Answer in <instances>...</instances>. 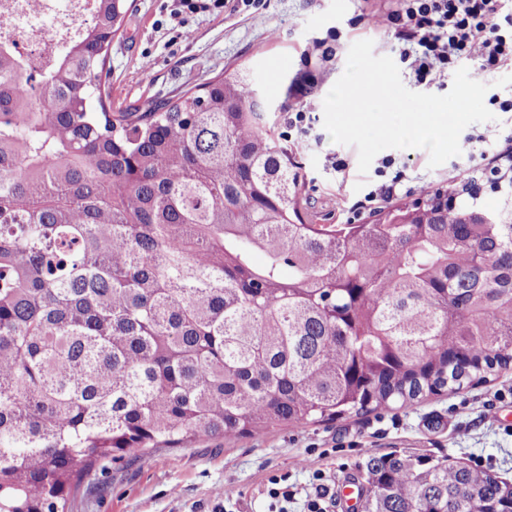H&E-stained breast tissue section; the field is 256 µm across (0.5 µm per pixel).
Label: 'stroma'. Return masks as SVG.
Returning a JSON list of instances; mask_svg holds the SVG:
<instances>
[{"label":"stroma","mask_w":512,"mask_h":512,"mask_svg":"<svg viewBox=\"0 0 512 512\" xmlns=\"http://www.w3.org/2000/svg\"><path fill=\"white\" fill-rule=\"evenodd\" d=\"M128 3L106 63L113 111L176 99L225 68L245 66L268 104L277 140L300 164L302 214L318 224L372 220L360 203L375 174H360L354 146L332 142L322 102L342 75L354 42L372 40L375 55L397 57L396 41L361 18L379 0H253L248 7L229 0L224 8L198 14L182 13L178 0ZM317 43L336 46L335 57L325 63L307 57ZM306 74L307 92L316 100L314 121L309 137H292L287 117ZM332 154L347 161V173L332 168ZM387 158L405 175V192L393 197L397 203L419 199L420 184L452 188L476 170L465 151L433 169L421 148L385 149L373 162ZM392 451L450 455L511 483L512 369L402 409L234 439L201 437L182 448H154L116 464L103 462L72 494L69 512H306L317 470L333 493L329 512H347L342 488L364 484L362 463ZM274 477L286 480L294 499L268 496Z\"/></svg>","instance_id":"stroma-1"}]
</instances>
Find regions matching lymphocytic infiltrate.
<instances>
[{
  "instance_id": "1",
  "label": "lymphocytic infiltrate",
  "mask_w": 512,
  "mask_h": 512,
  "mask_svg": "<svg viewBox=\"0 0 512 512\" xmlns=\"http://www.w3.org/2000/svg\"><path fill=\"white\" fill-rule=\"evenodd\" d=\"M394 9L367 15L392 30L405 73L421 85L442 84L460 61L476 62L474 78L512 70L508 0H393Z\"/></svg>"
}]
</instances>
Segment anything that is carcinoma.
I'll use <instances>...</instances> for the list:
<instances>
[{
    "mask_svg": "<svg viewBox=\"0 0 512 512\" xmlns=\"http://www.w3.org/2000/svg\"><path fill=\"white\" fill-rule=\"evenodd\" d=\"M44 71L0 43V512H66L97 462L401 408L512 364V176L315 224L235 67L111 112L127 0ZM266 256L263 265L254 254ZM363 512H512L456 458L362 465Z\"/></svg>",
    "mask_w": 512,
    "mask_h": 512,
    "instance_id": "cac0c4a2",
    "label": "carcinoma"
}]
</instances>
